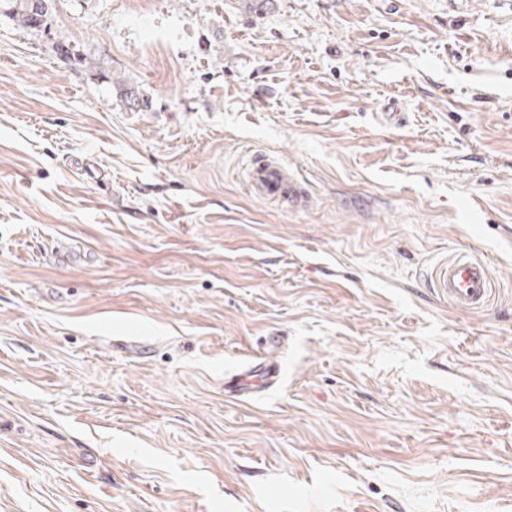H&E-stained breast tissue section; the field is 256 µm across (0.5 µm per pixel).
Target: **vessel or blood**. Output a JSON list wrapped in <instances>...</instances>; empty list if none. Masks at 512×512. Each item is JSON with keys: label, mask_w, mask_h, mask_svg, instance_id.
<instances>
[{"label": "vessel or blood", "mask_w": 512, "mask_h": 512, "mask_svg": "<svg viewBox=\"0 0 512 512\" xmlns=\"http://www.w3.org/2000/svg\"><path fill=\"white\" fill-rule=\"evenodd\" d=\"M244 183L250 194L260 198L279 200L293 207L306 206L309 201L310 186L302 174L271 155L260 153L252 157ZM434 286L437 294L447 299L454 309L468 314L484 312L493 292L487 263L469 253L439 264ZM273 369L268 361L248 363L235 375L225 378L224 392L240 397L267 387Z\"/></svg>", "instance_id": "vessel-or-blood-1"}]
</instances>
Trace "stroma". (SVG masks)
<instances>
[{"instance_id":"35a3bbf8","label":"stroma","mask_w":512,"mask_h":512,"mask_svg":"<svg viewBox=\"0 0 512 512\" xmlns=\"http://www.w3.org/2000/svg\"><path fill=\"white\" fill-rule=\"evenodd\" d=\"M0 512H512V0H0ZM14 15L26 28H37L43 25L49 11L51 0H13ZM35 15V16H34ZM244 183L248 192L259 198L280 200L292 207L309 202L310 186L302 174L271 155L260 153L252 157ZM434 288L454 309L481 314L492 297V279L487 263L469 253L443 261L436 269ZM261 360L248 363L232 377L224 378V394L231 397H241L258 388H266L270 383V373L279 371V365L271 364L269 361H263L262 357H256Z\"/></svg>"}]
</instances>
